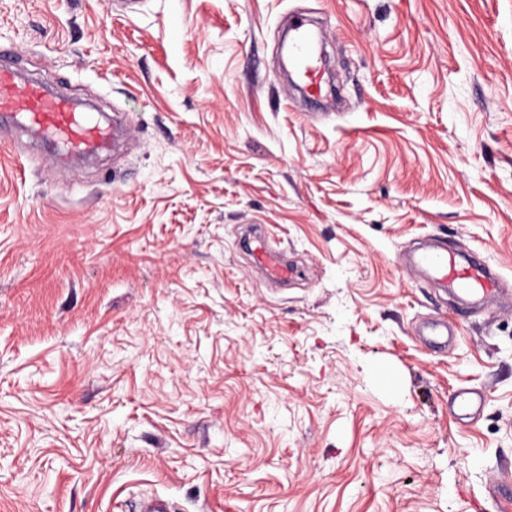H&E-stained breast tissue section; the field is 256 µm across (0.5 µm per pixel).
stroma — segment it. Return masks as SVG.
Returning <instances> with one entry per match:
<instances>
[{
  "instance_id": "35a3bbf8",
  "label": "stroma",
  "mask_w": 512,
  "mask_h": 512,
  "mask_svg": "<svg viewBox=\"0 0 512 512\" xmlns=\"http://www.w3.org/2000/svg\"><path fill=\"white\" fill-rule=\"evenodd\" d=\"M298 15L327 109L281 73ZM0 44L128 132L0 147V512H479L512 475V0H0ZM433 236L502 301L396 268ZM250 246V256L254 266L265 272L268 279L287 283L295 273L294 268L283 260L280 251L267 235H257Z\"/></svg>"
}]
</instances>
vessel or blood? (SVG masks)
<instances>
[{
	"label": "vessel or blood",
	"instance_id": "b4317fda",
	"mask_svg": "<svg viewBox=\"0 0 512 512\" xmlns=\"http://www.w3.org/2000/svg\"><path fill=\"white\" fill-rule=\"evenodd\" d=\"M293 29L290 60L299 68L306 89L313 94L319 93L322 77L314 38L303 21H295ZM4 54V49L0 48V121L43 136L71 157L104 151L111 146L116 135L113 125L86 111L80 103L46 81L19 74L4 63ZM250 256L254 266L272 281L288 282L295 273L268 236L254 237ZM395 264L411 274L424 272L479 301L494 300L501 291L500 277L484 262L461 258L444 246L425 248L407 259L396 257Z\"/></svg>",
	"mask_w": 512,
	"mask_h": 512
}]
</instances>
